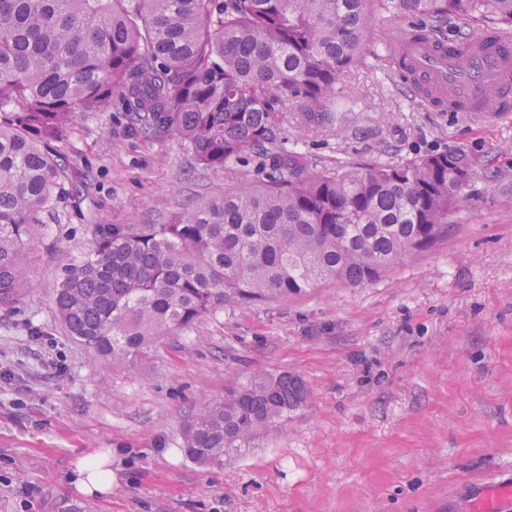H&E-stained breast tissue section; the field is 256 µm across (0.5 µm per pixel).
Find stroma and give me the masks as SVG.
<instances>
[{"mask_svg": "<svg viewBox=\"0 0 512 512\" xmlns=\"http://www.w3.org/2000/svg\"><path fill=\"white\" fill-rule=\"evenodd\" d=\"M365 57L340 80L343 128L294 105L283 148L317 169L466 152L478 164L447 238L372 283L225 305L132 375L57 322L63 265L97 225L165 224L262 175L252 162L200 170L177 135L130 132L113 107L55 144L65 189L24 300L0 308V512H469L479 487L512 484V112L419 106L381 43ZM260 371L301 377L307 406L223 466L186 459L185 419ZM101 448L112 493L82 494L74 464Z\"/></svg>", "mask_w": 512, "mask_h": 512, "instance_id": "obj_1", "label": "stroma"}]
</instances>
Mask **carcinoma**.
I'll return each mask as SVG.
<instances>
[{"instance_id": "cac0c4a2", "label": "carcinoma", "mask_w": 512, "mask_h": 512, "mask_svg": "<svg viewBox=\"0 0 512 512\" xmlns=\"http://www.w3.org/2000/svg\"><path fill=\"white\" fill-rule=\"evenodd\" d=\"M512 31V0H0V307L30 285L62 184L51 145L117 102L130 130L174 131L195 163L255 159L265 178L220 190L168 224L102 226L54 295L67 335L129 373L144 350L224 304L378 280L448 234L473 161L460 151L311 171L279 154L299 105L334 127L339 78L371 32L408 21ZM304 382L254 374L188 417L184 456L222 466L306 405Z\"/></svg>"}]
</instances>
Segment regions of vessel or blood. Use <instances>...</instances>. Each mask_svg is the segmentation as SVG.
Wrapping results in <instances>:
<instances>
[{"label":"vessel or blood","instance_id":"obj_1","mask_svg":"<svg viewBox=\"0 0 512 512\" xmlns=\"http://www.w3.org/2000/svg\"><path fill=\"white\" fill-rule=\"evenodd\" d=\"M391 54L411 76L414 97L421 105L439 109L462 105L464 111L490 116L512 110V36L474 35L467 55L458 58L428 39L410 36ZM512 503V486L484 488L470 512H503Z\"/></svg>","mask_w":512,"mask_h":512}]
</instances>
